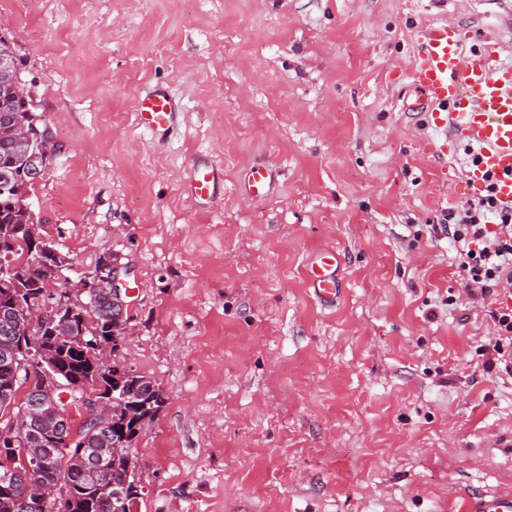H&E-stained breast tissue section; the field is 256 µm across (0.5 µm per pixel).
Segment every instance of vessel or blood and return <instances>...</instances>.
<instances>
[{"label": "vessel or blood", "instance_id": "obj_1", "mask_svg": "<svg viewBox=\"0 0 512 512\" xmlns=\"http://www.w3.org/2000/svg\"><path fill=\"white\" fill-rule=\"evenodd\" d=\"M470 38L469 30L448 21L424 27L409 84L423 98L434 124L448 131L438 152L461 143L477 145L478 153L464 170L465 183L479 190L493 182L497 198L512 204V64L498 63L504 48L501 38L487 37L476 46L470 45ZM134 114L137 124L160 141L179 119L173 98L163 88L138 98ZM222 179L220 167L197 160L185 186L196 204L208 205ZM273 179L272 168L250 169L245 177L248 197H267ZM338 266V254L329 251L310 268L309 286L321 303H334L340 293Z\"/></svg>", "mask_w": 512, "mask_h": 512}]
</instances>
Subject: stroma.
<instances>
[{"label":"stroma","mask_w":512,"mask_h":512,"mask_svg":"<svg viewBox=\"0 0 512 512\" xmlns=\"http://www.w3.org/2000/svg\"><path fill=\"white\" fill-rule=\"evenodd\" d=\"M491 0H0V36L48 130L28 203L77 285L131 266L118 359L167 400L134 440L135 512H460L512 493V373L485 369L474 297L432 224L478 197L465 146L408 86L428 24L483 39ZM168 85L177 135L135 125ZM224 167L197 208L190 163ZM251 167L278 171L248 200ZM341 256L342 293L307 284ZM339 266V255L325 252L317 257L309 271V288L319 302L334 304L339 296V279L336 271Z\"/></svg>","instance_id":"1"}]
</instances>
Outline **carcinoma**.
Segmentation results:
<instances>
[{
    "instance_id": "1",
    "label": "carcinoma",
    "mask_w": 512,
    "mask_h": 512,
    "mask_svg": "<svg viewBox=\"0 0 512 512\" xmlns=\"http://www.w3.org/2000/svg\"><path fill=\"white\" fill-rule=\"evenodd\" d=\"M31 118L29 106L17 98L13 99L10 111L0 112V246L3 247L0 260L23 269L15 299L9 298L7 302L15 300L26 308L40 304L50 294L52 285L60 280L49 258L33 262L38 250L32 249L25 227L31 220V214L24 209L27 200L23 198L29 184L17 161L13 128L29 123ZM84 300L90 305L84 314L71 315L64 311L57 315L53 337L36 328L27 330L23 316L7 329L0 322V354L6 349L16 350L20 358L32 359L42 350L52 352L73 373L81 388L68 402L61 404L67 422H72L75 413L80 417L75 428L76 443L70 448H60L51 440L26 444L18 440L13 444L11 438L6 437L0 443V474L10 465L19 466L18 456L22 452H38L52 460L51 469L42 473L40 479L60 486L67 512H128L145 495V487L139 486L132 499L123 505L112 498L111 482L125 479L130 457L137 455L132 450L133 440L138 436L136 422L143 418L148 424L153 422L164 407L166 396L157 381L131 368H123V384H118L109 364L101 361L88 343L96 337L109 338L122 308L112 302L106 288L99 289L97 294L89 292ZM11 382L14 383L13 413L21 415L23 421H41L30 394L18 397L21 386L29 382L28 373L21 372L15 378L0 369V389ZM117 389L134 401V414L127 422L124 436L116 434L112 426H99L84 419L87 410L84 391L108 395ZM0 512H60V509L53 501L27 508L20 492L0 491Z\"/></svg>"
}]
</instances>
